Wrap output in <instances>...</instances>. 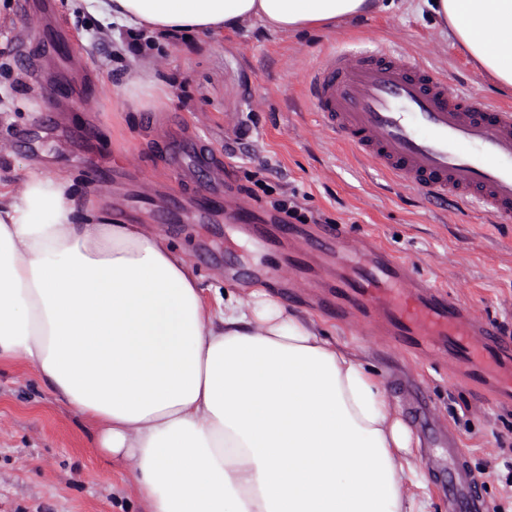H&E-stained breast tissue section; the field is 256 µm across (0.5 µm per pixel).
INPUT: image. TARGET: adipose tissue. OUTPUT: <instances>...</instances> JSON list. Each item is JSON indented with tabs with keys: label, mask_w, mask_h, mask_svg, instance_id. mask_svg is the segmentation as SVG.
<instances>
[{
	"label": "adipose tissue",
	"mask_w": 512,
	"mask_h": 512,
	"mask_svg": "<svg viewBox=\"0 0 512 512\" xmlns=\"http://www.w3.org/2000/svg\"><path fill=\"white\" fill-rule=\"evenodd\" d=\"M375 0H88L152 38L251 21L282 35ZM448 38L512 87V0H426ZM39 164L0 181V363L34 366L133 464L148 512H423L413 439L363 357L259 286L207 301L185 253L78 209Z\"/></svg>",
	"instance_id": "obj_1"
}]
</instances>
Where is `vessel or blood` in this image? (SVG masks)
<instances>
[{"label":"vessel or blood","instance_id":"vessel-or-blood-1","mask_svg":"<svg viewBox=\"0 0 512 512\" xmlns=\"http://www.w3.org/2000/svg\"><path fill=\"white\" fill-rule=\"evenodd\" d=\"M50 43L18 54L33 86L46 77L42 58ZM315 112L332 135L361 160L428 201L475 204L492 223L512 222V109L475 106L469 93L425 64L397 51L361 49L326 53L305 87ZM213 181L200 184L195 220L246 225L250 209L229 210L218 190L227 168L209 152L195 155ZM350 228L322 225L316 237L326 250L345 245ZM355 269L341 268L336 291L351 309L388 321L397 343L447 341L469 380L493 387L496 396L512 391V337L499 323L476 317L449 291L417 276L414 263L387 256L373 241L358 254ZM449 512H488L478 481L466 473L449 448Z\"/></svg>","mask_w":512,"mask_h":512}]
</instances>
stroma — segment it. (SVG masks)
Masks as SVG:
<instances>
[{
  "label": "stroma",
  "instance_id": "stroma-1",
  "mask_svg": "<svg viewBox=\"0 0 512 512\" xmlns=\"http://www.w3.org/2000/svg\"><path fill=\"white\" fill-rule=\"evenodd\" d=\"M32 2L27 13L0 22V106L10 114L0 119V176L17 178L28 162L41 161L80 184V204L159 228L186 252L206 299L226 291L244 298L262 284L288 311L322 319L329 337L364 354L383 381L403 378L428 393V419L411 431L420 441L413 461L428 476L431 512H447V451L432 439L447 431L490 507L512 512V397L493 399L464 382L446 345L406 352L361 318L324 309L336 283L335 255L282 234L272 208L295 195L316 222L350 225L353 237L374 239L483 316L512 326V223L426 202L360 161L327 134L305 82L322 52L341 45L409 52L444 70L480 105L512 106V90L483 77L441 35L423 0H394L385 10L299 35L254 25L165 41L134 40L87 13L83 0ZM56 29L65 35L62 52L44 63L46 86L32 91L17 42L33 45ZM136 42L168 91L159 105L124 94L127 49ZM192 135L229 162L233 187L263 172L253 208L266 238L221 224H159L171 192L192 206L193 187L178 186L168 165L171 146ZM0 512H146L129 463L101 456L92 427L20 359L0 366Z\"/></svg>",
  "mask_w": 512,
  "mask_h": 512
}]
</instances>
